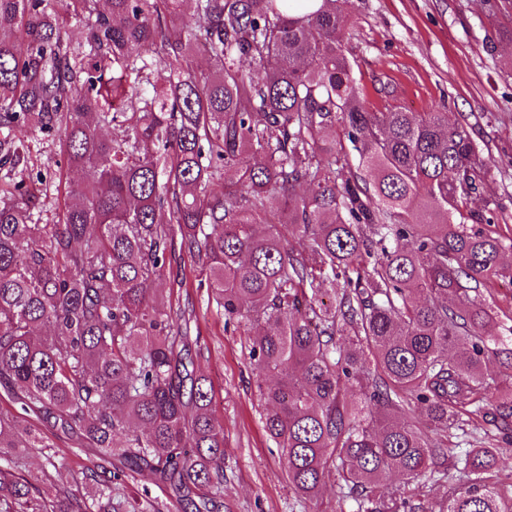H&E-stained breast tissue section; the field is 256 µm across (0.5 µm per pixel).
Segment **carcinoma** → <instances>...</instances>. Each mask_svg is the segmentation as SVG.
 <instances>
[{
	"mask_svg": "<svg viewBox=\"0 0 512 512\" xmlns=\"http://www.w3.org/2000/svg\"><path fill=\"white\" fill-rule=\"evenodd\" d=\"M105 2L0 0V387L20 405L0 407V512H160L125 497L142 471L180 512H219L211 381L154 287L177 251L244 327L297 499L333 481L357 512H427L463 436L439 512H512V326L482 332L512 321L482 297L512 284V224L494 196L467 208L478 144L440 110L364 108L338 0ZM18 126L61 133L84 173L58 178V224L33 222ZM38 422L97 459L84 490L58 467L49 501L19 472Z\"/></svg>",
	"mask_w": 512,
	"mask_h": 512,
	"instance_id": "carcinoma-1",
	"label": "carcinoma"
}]
</instances>
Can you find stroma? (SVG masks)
Here are the masks:
<instances>
[{
	"label": "stroma",
	"mask_w": 512,
	"mask_h": 512,
	"mask_svg": "<svg viewBox=\"0 0 512 512\" xmlns=\"http://www.w3.org/2000/svg\"><path fill=\"white\" fill-rule=\"evenodd\" d=\"M350 19L344 51L366 106L408 112L447 107L490 157L485 187L501 202L512 224V0H345ZM32 162L47 178L39 224L58 223L63 197L56 191L63 156L59 134L16 128ZM165 285L173 307L192 311L199 343L192 356L215 388L213 412L224 427L222 512H355L328 486L321 507L299 505L288 487L283 462L263 424L256 371L248 339L209 304L198 277L172 263ZM49 447L28 449L25 475L39 476L68 462L73 474L89 465L71 441L49 432Z\"/></svg>",
	"instance_id": "obj_1"
}]
</instances>
